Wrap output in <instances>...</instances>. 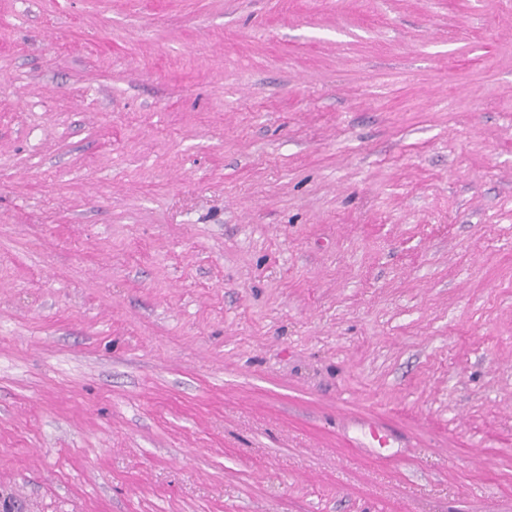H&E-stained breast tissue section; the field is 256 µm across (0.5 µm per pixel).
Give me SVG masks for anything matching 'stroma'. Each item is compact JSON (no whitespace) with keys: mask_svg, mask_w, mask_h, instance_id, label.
Masks as SVG:
<instances>
[{"mask_svg":"<svg viewBox=\"0 0 512 512\" xmlns=\"http://www.w3.org/2000/svg\"><path fill=\"white\" fill-rule=\"evenodd\" d=\"M0 512H512V0H0Z\"/></svg>","mask_w":512,"mask_h":512,"instance_id":"35a3bbf8","label":"stroma"}]
</instances>
